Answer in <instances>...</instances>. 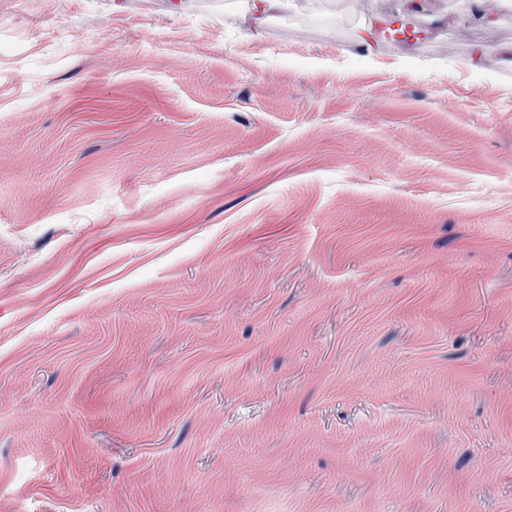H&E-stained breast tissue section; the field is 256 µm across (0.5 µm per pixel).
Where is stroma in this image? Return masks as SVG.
<instances>
[{
    "mask_svg": "<svg viewBox=\"0 0 512 512\" xmlns=\"http://www.w3.org/2000/svg\"><path fill=\"white\" fill-rule=\"evenodd\" d=\"M0 0V512H512V0Z\"/></svg>",
    "mask_w": 512,
    "mask_h": 512,
    "instance_id": "1",
    "label": "stroma"
}]
</instances>
